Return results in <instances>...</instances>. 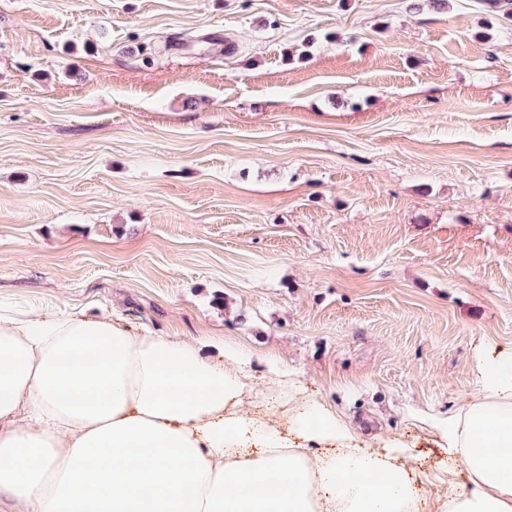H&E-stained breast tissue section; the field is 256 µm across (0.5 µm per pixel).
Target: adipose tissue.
<instances>
[{"instance_id": "adipose-tissue-1", "label": "adipose tissue", "mask_w": 512, "mask_h": 512, "mask_svg": "<svg viewBox=\"0 0 512 512\" xmlns=\"http://www.w3.org/2000/svg\"><path fill=\"white\" fill-rule=\"evenodd\" d=\"M473 368L433 423L449 475L433 512H512V347L478 346ZM249 390L232 349L0 311V512H417L404 443L359 439L293 384L287 422L243 412Z\"/></svg>"}]
</instances>
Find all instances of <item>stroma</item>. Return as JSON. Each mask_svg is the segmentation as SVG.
Wrapping results in <instances>:
<instances>
[{"label": "stroma", "mask_w": 512, "mask_h": 512, "mask_svg": "<svg viewBox=\"0 0 512 512\" xmlns=\"http://www.w3.org/2000/svg\"><path fill=\"white\" fill-rule=\"evenodd\" d=\"M0 0V307L243 353L408 443L512 346V17Z\"/></svg>", "instance_id": "stroma-1"}]
</instances>
